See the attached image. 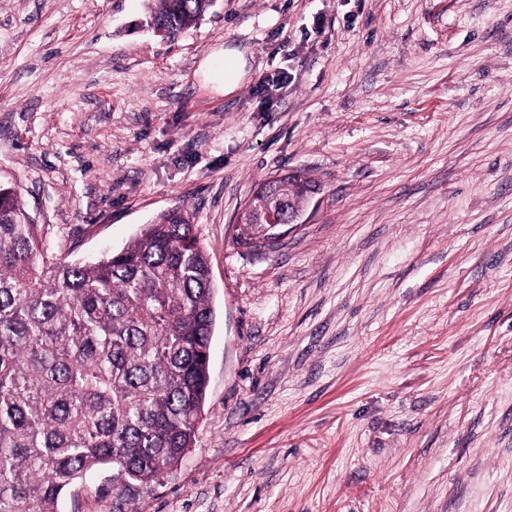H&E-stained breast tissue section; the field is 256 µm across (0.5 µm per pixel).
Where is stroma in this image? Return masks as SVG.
I'll return each instance as SVG.
<instances>
[{"instance_id": "obj_1", "label": "stroma", "mask_w": 512, "mask_h": 512, "mask_svg": "<svg viewBox=\"0 0 512 512\" xmlns=\"http://www.w3.org/2000/svg\"><path fill=\"white\" fill-rule=\"evenodd\" d=\"M0 0V185L92 262L186 209L215 325L195 445L62 512H512V0ZM246 49L231 94L211 61ZM320 192L238 244L265 180ZM212 0H148V25L157 34L166 31L151 25L164 26L173 38L182 30L195 24L212 7ZM313 181L306 177L303 174L292 173L290 176L284 175L281 177H276L269 179L262 183V185L257 189V192H261L264 198H274L277 199L281 208L283 209L284 215H288V221H285L283 224H270L269 229L275 230V233L272 234L273 239L270 240V243L276 242L279 239L281 233L276 232V230L280 226L289 225V224H303L302 221L303 216L305 215L306 209L309 204L312 202L314 195L317 193L318 188L317 185L310 187L304 193V200L300 204L294 203L291 199H288V183L293 186L299 192H302L303 188L312 183ZM252 217L243 213L240 217L239 221L244 226V229L241 230L240 243L245 245H250L253 241V235L250 234L248 229L252 230L255 227L261 228L262 235H266L269 233V229L267 226L263 224H250ZM246 226V231H245Z\"/></svg>"}]
</instances>
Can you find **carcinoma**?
I'll use <instances>...</instances> for the list:
<instances>
[{
	"mask_svg": "<svg viewBox=\"0 0 512 512\" xmlns=\"http://www.w3.org/2000/svg\"><path fill=\"white\" fill-rule=\"evenodd\" d=\"M173 38L211 0H148ZM293 173L258 191L288 213ZM215 312L206 251L175 208L95 262L49 255L14 190L0 186V512H61L86 474L112 468L130 497L195 442Z\"/></svg>",
	"mask_w": 512,
	"mask_h": 512,
	"instance_id": "cac0c4a2",
	"label": "carcinoma"
}]
</instances>
